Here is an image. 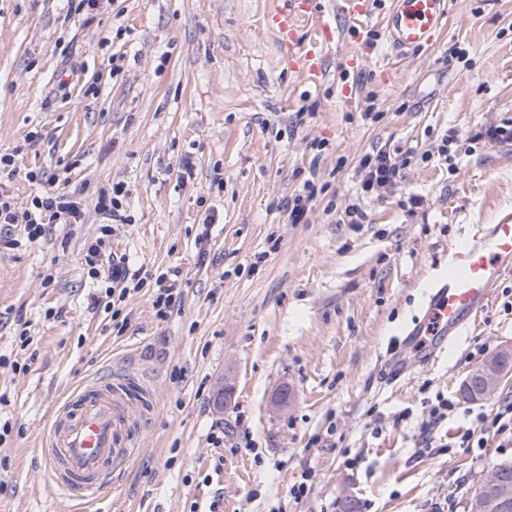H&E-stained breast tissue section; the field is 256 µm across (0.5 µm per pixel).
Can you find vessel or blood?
Wrapping results in <instances>:
<instances>
[{
  "instance_id": "1",
  "label": "vessel or blood",
  "mask_w": 512,
  "mask_h": 512,
  "mask_svg": "<svg viewBox=\"0 0 512 512\" xmlns=\"http://www.w3.org/2000/svg\"><path fill=\"white\" fill-rule=\"evenodd\" d=\"M316 0H283L272 23L292 71L317 76L324 69L323 47L333 41L327 22L317 39L303 41L298 15L313 11ZM449 15L446 0H393L385 26L394 48L433 45ZM512 269V216L498 224H480L448 256V266L427 296L422 322L407 334L409 344L432 340L435 346L466 330L489 302L502 274ZM143 382L134 375L104 378L76 388L57 412L43 450L48 471L60 490L82 512L108 497L131 461L133 423L149 410Z\"/></svg>"
}]
</instances>
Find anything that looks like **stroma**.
I'll list each match as a JSON object with an SVG mask.
<instances>
[{
	"instance_id": "stroma-1",
	"label": "stroma",
	"mask_w": 512,
	"mask_h": 512,
	"mask_svg": "<svg viewBox=\"0 0 512 512\" xmlns=\"http://www.w3.org/2000/svg\"><path fill=\"white\" fill-rule=\"evenodd\" d=\"M449 2L434 44L403 52L385 30L392 0H369L361 25L335 15L311 82L285 64L276 0H103L91 19L66 0H0V154L16 167L0 189L20 212L43 189L82 211L0 249V417L13 426L0 512H69L42 441L70 392L111 365L157 406L132 427L135 460L99 512H465L487 465L512 460V433L487 429L512 377L489 399L460 394L472 367L512 349V274L435 361L405 345L471 225L512 214V141L485 136L512 122V0ZM369 106L377 122L362 121ZM381 146L408 160L382 197L363 191L360 170ZM310 177L313 208L290 223L286 202ZM119 182L130 221L115 226L113 253L150 277L180 272L175 312L156 317L150 280L121 331L94 308L83 259L104 222L98 194ZM398 356L408 368L395 378ZM284 388L290 401L274 407ZM438 393L470 416L440 425L441 447H415ZM472 431L483 447H460Z\"/></svg>"
}]
</instances>
